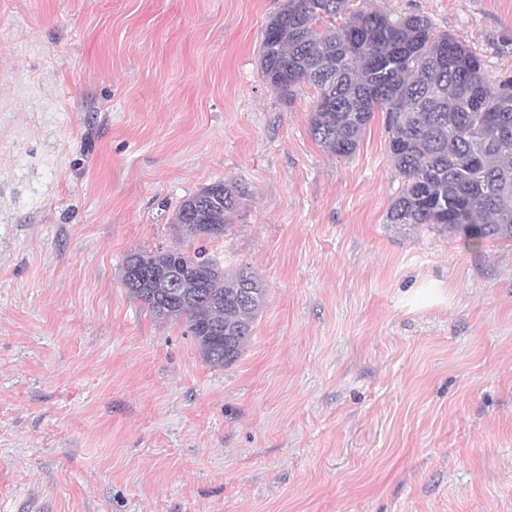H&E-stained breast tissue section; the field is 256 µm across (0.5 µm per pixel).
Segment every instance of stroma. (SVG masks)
<instances>
[{"label": "stroma", "instance_id": "35a3bbf8", "mask_svg": "<svg viewBox=\"0 0 512 512\" xmlns=\"http://www.w3.org/2000/svg\"><path fill=\"white\" fill-rule=\"evenodd\" d=\"M283 3L0 0V512H512V243L388 224L382 114L334 157L262 74ZM350 7L512 77V0ZM219 180L268 289L224 368L121 281Z\"/></svg>", "mask_w": 512, "mask_h": 512}]
</instances>
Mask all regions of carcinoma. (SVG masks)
Segmentation results:
<instances>
[{
    "label": "carcinoma",
    "mask_w": 512,
    "mask_h": 512,
    "mask_svg": "<svg viewBox=\"0 0 512 512\" xmlns=\"http://www.w3.org/2000/svg\"><path fill=\"white\" fill-rule=\"evenodd\" d=\"M349 0H285L268 23L261 71L273 89L314 90L309 133L329 154L351 156L375 113L384 116L402 185L388 211L403 229L428 226L478 249L512 242V79H491L463 40L428 17L352 11ZM341 23L322 29L323 20ZM242 192L218 181L184 199L175 234L224 236ZM140 265L175 279L154 295L131 279ZM129 294L158 320L186 321L202 358L226 367L240 356L267 301L254 275L224 270L202 248L134 253L122 267Z\"/></svg>",
    "instance_id": "obj_1"
}]
</instances>
